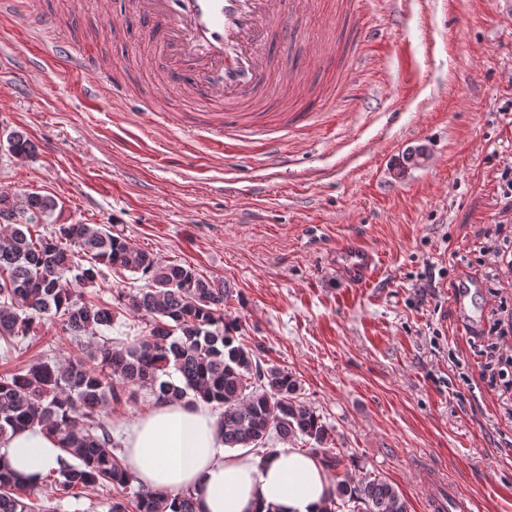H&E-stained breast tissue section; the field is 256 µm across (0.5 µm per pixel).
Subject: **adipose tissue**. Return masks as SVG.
I'll return each instance as SVG.
<instances>
[{"label":"adipose tissue","instance_id":"obj_1","mask_svg":"<svg viewBox=\"0 0 512 512\" xmlns=\"http://www.w3.org/2000/svg\"><path fill=\"white\" fill-rule=\"evenodd\" d=\"M10 468L40 482L60 454L33 429L0 441ZM126 460L146 487L164 493L196 489L199 512H329L335 485L321 459L294 448L268 455L228 452L217 417L204 401H165L131 427Z\"/></svg>","mask_w":512,"mask_h":512}]
</instances>
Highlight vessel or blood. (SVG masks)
I'll list each match as a JSON object with an SVG mask.
<instances>
[{
  "label": "vessel or blood",
  "instance_id": "1",
  "mask_svg": "<svg viewBox=\"0 0 512 512\" xmlns=\"http://www.w3.org/2000/svg\"><path fill=\"white\" fill-rule=\"evenodd\" d=\"M308 0H134L133 9L144 36L167 59V85L180 86L191 78L193 98L204 107L201 121L184 123L189 135L204 140L216 153L224 151L228 131L242 136L255 134L254 124L241 120L244 108L269 96L283 100L314 98L326 107L328 97L306 84L296 70L285 71L271 51L276 41L298 36L299 13ZM19 16L23 30L44 39L45 53L65 63L69 73L81 74L92 55L91 49L73 50L57 38L56 21L40 11L20 10L19 0H0V15ZM92 105L106 100L127 101L123 80L103 74L88 92ZM174 107L170 96L156 95L140 106L149 121L168 118ZM336 266L348 287L358 288L377 273L372 252L353 239L336 246ZM482 283L471 275L459 277L450 299L461 319L474 325L471 306ZM430 512H478L468 495L446 487L435 475L423 482Z\"/></svg>",
  "mask_w": 512,
  "mask_h": 512
}]
</instances>
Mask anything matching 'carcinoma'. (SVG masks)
<instances>
[{"instance_id": "1", "label": "carcinoma", "mask_w": 512, "mask_h": 512, "mask_svg": "<svg viewBox=\"0 0 512 512\" xmlns=\"http://www.w3.org/2000/svg\"><path fill=\"white\" fill-rule=\"evenodd\" d=\"M8 151L28 157L33 144L17 131L6 133ZM57 208L50 196L0 192V341L35 332L42 320L58 319L63 333L79 340L110 331L126 307L147 318V334L128 344L110 337L89 347L96 365L84 358L60 365L36 362L0 376V439L37 428L56 439L62 455L44 479L51 480L55 504L34 498L37 486L22 483L0 460V512H57L66 499L91 488L106 489V512H164L167 495L138 487L127 469L122 443L112 432L108 408L142 391L155 402L202 398L222 409L224 446L259 448L271 434L283 441H313L326 464L344 458L324 449L328 429L318 410L301 397L298 378L263 367L233 336L224 317V284L194 267L164 264L102 224H57L38 232ZM140 275L145 287L120 292L118 305L83 299L75 287L96 284L102 268ZM337 507L347 512H407L396 488L383 478L336 483ZM172 512H198L194 490L174 496Z\"/></svg>"}]
</instances>
